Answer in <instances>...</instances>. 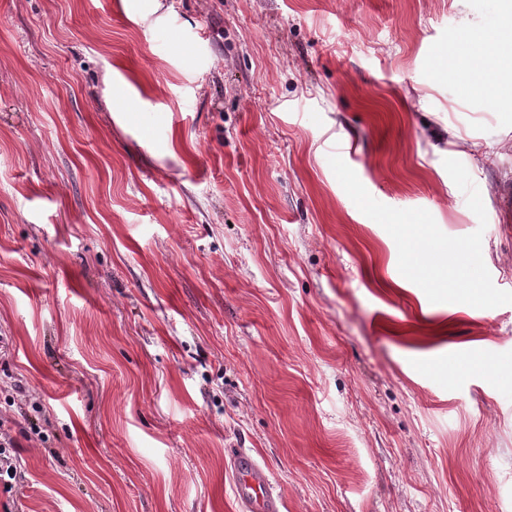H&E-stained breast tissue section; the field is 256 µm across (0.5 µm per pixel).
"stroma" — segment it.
<instances>
[{"label": "stroma", "instance_id": "1", "mask_svg": "<svg viewBox=\"0 0 512 512\" xmlns=\"http://www.w3.org/2000/svg\"><path fill=\"white\" fill-rule=\"evenodd\" d=\"M489 16L0 0V420L21 466L0 512H236L233 445L282 512H512V305L430 303L328 162L447 235L483 229L512 291V99L435 71Z\"/></svg>", "mask_w": 512, "mask_h": 512}]
</instances>
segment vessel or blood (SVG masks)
Segmentation results:
<instances>
[{
	"label": "vessel or blood",
	"instance_id": "b4317fda",
	"mask_svg": "<svg viewBox=\"0 0 512 512\" xmlns=\"http://www.w3.org/2000/svg\"><path fill=\"white\" fill-rule=\"evenodd\" d=\"M234 500L239 512H281L283 499L276 494L264 462L246 448L225 451Z\"/></svg>",
	"mask_w": 512,
	"mask_h": 512
}]
</instances>
